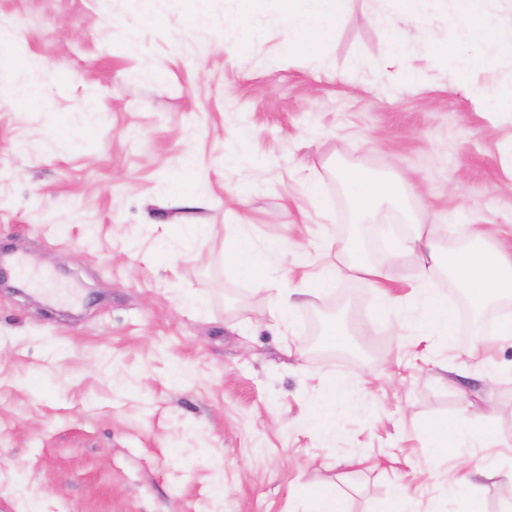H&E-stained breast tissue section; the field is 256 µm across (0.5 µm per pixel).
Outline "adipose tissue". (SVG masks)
<instances>
[{
  "instance_id": "1",
  "label": "adipose tissue",
  "mask_w": 512,
  "mask_h": 512,
  "mask_svg": "<svg viewBox=\"0 0 512 512\" xmlns=\"http://www.w3.org/2000/svg\"><path fill=\"white\" fill-rule=\"evenodd\" d=\"M453 26L458 32L457 46L451 54L458 70L467 71L472 63L469 47L494 41L512 47V26L499 25L488 9L489 0H452ZM286 46L289 51L321 58L336 32L343 0H281ZM350 191L358 217L373 220L388 205L398 203L412 190L411 184H397L367 176L354 164L338 172ZM466 247H442L425 225L416 224L405 241L392 251L393 256L415 255L419 261V295L424 305L422 336L431 331L448 332L455 315L434 287L437 267H444L457 287L465 290L477 312L512 302V244L495 249L484 246V236L472 225L458 227Z\"/></svg>"
}]
</instances>
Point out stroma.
<instances>
[{
    "label": "stroma",
    "mask_w": 512,
    "mask_h": 512,
    "mask_svg": "<svg viewBox=\"0 0 512 512\" xmlns=\"http://www.w3.org/2000/svg\"><path fill=\"white\" fill-rule=\"evenodd\" d=\"M206 7L196 28L193 0H154L150 21L134 0H0V257L36 276L0 282V512H311L327 484L349 512L396 486L418 512H470L459 477L512 464V343L456 326L418 342L348 270L289 327L270 312L353 237L411 305L413 260H384L409 225L512 237V112L490 94L512 86V49L459 74L426 40L450 32L434 0L403 26L406 78L377 21L390 0H346L321 63L288 52L280 0ZM18 73L40 99L13 95ZM351 162L412 183L402 211L355 227ZM237 238L264 289L236 271ZM339 314L352 339L322 355L312 330ZM336 381L356 405L315 429ZM460 416L471 436L433 461L431 425Z\"/></svg>",
    "instance_id": "obj_1"
}]
</instances>
